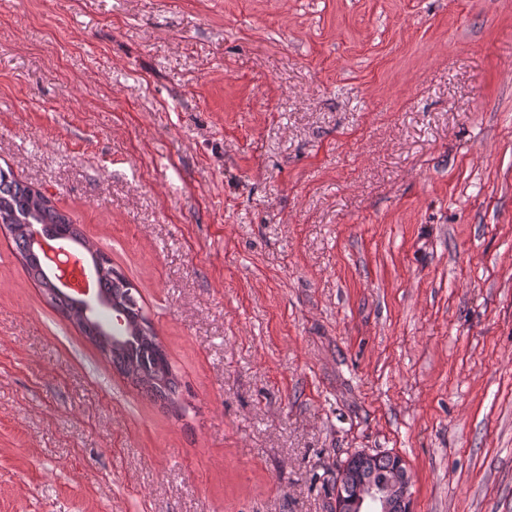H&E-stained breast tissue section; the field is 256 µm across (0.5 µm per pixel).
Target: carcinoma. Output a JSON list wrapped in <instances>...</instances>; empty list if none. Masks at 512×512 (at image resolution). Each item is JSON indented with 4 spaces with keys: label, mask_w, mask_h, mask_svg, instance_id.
<instances>
[{
    "label": "carcinoma",
    "mask_w": 512,
    "mask_h": 512,
    "mask_svg": "<svg viewBox=\"0 0 512 512\" xmlns=\"http://www.w3.org/2000/svg\"><path fill=\"white\" fill-rule=\"evenodd\" d=\"M0 224L13 225L16 248L28 274L43 288L50 302L69 319L83 320L81 331L96 345L112 341L109 358L113 366L146 392L175 403L177 377L168 356L158 341L151 323L138 305L134 287L125 275L112 266V259L97 248L71 216L61 211L41 189L17 179L9 169L0 168ZM79 248L95 269L98 301L87 306L63 290L44 266L34 237ZM397 457L377 453L363 462L368 478L381 480L390 475Z\"/></svg>",
    "instance_id": "1"
}]
</instances>
